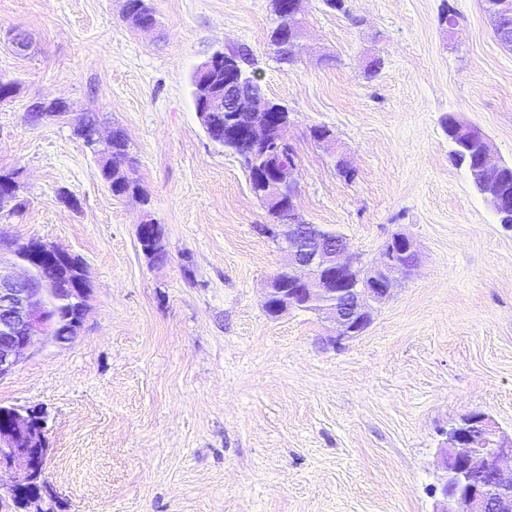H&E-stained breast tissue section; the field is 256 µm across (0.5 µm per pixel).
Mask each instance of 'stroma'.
Segmentation results:
<instances>
[{
  "label": "stroma",
  "instance_id": "obj_1",
  "mask_svg": "<svg viewBox=\"0 0 512 512\" xmlns=\"http://www.w3.org/2000/svg\"><path fill=\"white\" fill-rule=\"evenodd\" d=\"M0 0V168L26 206L0 237L79 258L89 311L0 378V404L44 415L45 486L26 505L0 470V512H434L448 429L482 412L512 433V228L495 223L450 158L448 114L512 164V50L480 0H305L294 62L267 45L271 0ZM450 9L457 25L441 23ZM360 24H352V17ZM31 41L13 53L8 34ZM250 51L267 97L290 110L297 204L365 260L392 234L418 268L361 335L262 307L272 218L237 159L205 136L189 79L215 50ZM380 59L368 76L371 59ZM40 97L67 121L27 124ZM123 129L135 191L114 195L73 128ZM328 129L352 177L310 135ZM160 224L151 265L136 226Z\"/></svg>",
  "mask_w": 512,
  "mask_h": 512
}]
</instances>
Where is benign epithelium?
I'll list each match as a JSON object with an SVG mask.
<instances>
[{"label": "benign epithelium", "instance_id": "7a95c632", "mask_svg": "<svg viewBox=\"0 0 512 512\" xmlns=\"http://www.w3.org/2000/svg\"><path fill=\"white\" fill-rule=\"evenodd\" d=\"M233 55L217 51L198 68L200 77L224 70V90L198 112L224 113V122L244 124L249 139L266 144L271 138L273 114L281 116L280 142H288V113L281 104L258 91L241 73ZM45 117H64L70 111L62 98L39 101ZM448 136L461 140L465 149H474L475 159L468 172L487 210L499 223L512 224V198L506 196L500 173L507 164L491 154L485 134L468 128L454 117L448 118ZM295 164L284 158L276 163L274 178L263 183V199L276 207L278 188L292 185ZM259 231L281 253L276 271L270 276L263 308L271 317L288 311L317 315L329 323L334 340H349L372 323L377 306L392 296L399 284L410 277L418 264L413 240L397 233L381 246L379 259L370 267L355 253L344 237L331 239L288 218L275 224H261ZM0 238V378L12 373L19 363L45 340L64 342L62 330L82 327L89 309L83 301L89 287L84 268L70 270V254L58 246L30 241L23 247H9L10 257L1 253ZM38 256L59 264L63 277L35 279L27 256ZM44 420L33 424L17 415L12 429L0 432V468L15 469L21 480L9 487L15 493L43 480L39 455L46 449ZM445 472L439 492L443 507L438 512H512V435L501 431L486 415L469 414L448 431V447L441 455Z\"/></svg>", "mask_w": 512, "mask_h": 512}]
</instances>
